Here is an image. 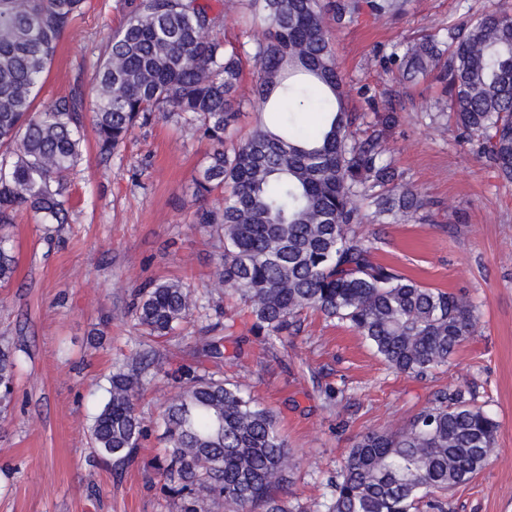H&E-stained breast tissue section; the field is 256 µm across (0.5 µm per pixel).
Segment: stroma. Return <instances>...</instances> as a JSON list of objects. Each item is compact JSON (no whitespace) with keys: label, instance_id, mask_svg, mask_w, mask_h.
I'll return each instance as SVG.
<instances>
[{"label":"stroma","instance_id":"1","mask_svg":"<svg viewBox=\"0 0 512 512\" xmlns=\"http://www.w3.org/2000/svg\"><path fill=\"white\" fill-rule=\"evenodd\" d=\"M491 7L512 14V0H402L396 12L365 11L330 30L349 111L363 115L368 131L377 115L395 116L392 162L427 201L425 218L368 222L361 233L378 262L476 307L475 333L450 365L423 378L394 372L348 324L312 311L300 335L265 343L249 309L216 292L222 245L193 221V177L209 143L162 116L106 160L89 129L65 191L69 223L48 233L23 213L8 229L17 270L0 288V342L16 348L19 368L14 409L0 420V512H176L152 467L164 448L160 431L120 472L91 462L89 439L102 386L141 341L129 311L134 292L172 280L209 307L182 337L155 344L152 382L137 401L146 420L177 390L168 372L192 363L222 321L225 378L274 414L294 455L291 501H325L359 435L400 427L437 392L462 387L500 428L488 465L448 491L447 510L512 512V183L461 143L454 122L433 123L441 84L402 82L392 62L407 43L447 34ZM123 21L117 0H87L59 43L38 109L77 87L94 97L97 61Z\"/></svg>","mask_w":512,"mask_h":512}]
</instances>
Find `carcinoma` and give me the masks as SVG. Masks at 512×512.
Instances as JSON below:
<instances>
[{"label":"carcinoma","instance_id":"cac0c4a2","mask_svg":"<svg viewBox=\"0 0 512 512\" xmlns=\"http://www.w3.org/2000/svg\"><path fill=\"white\" fill-rule=\"evenodd\" d=\"M250 24L245 39L213 33L208 0H121L125 21L96 71L92 121L100 155L118 153L137 126L173 114L211 145L193 178L201 205L194 223L224 242L219 288L250 309L267 342L301 331L308 310L349 324L392 370L425 376L449 363L474 334L470 300L421 285L374 261L372 240L356 227L373 217H413L422 198L398 183L387 155L393 116L381 115L362 139L345 106L344 78L328 25L354 21L362 0H234ZM85 0H0V228L29 211L44 224L66 223L65 180L82 153L86 98L79 88L43 111L35 102L64 32ZM443 54L428 35L398 56L403 80L430 74ZM257 72L252 107L280 103V126L258 123L226 146L237 120L236 92L246 64ZM439 79L448 109L478 155L512 181V15L491 10L451 35ZM317 112L301 126L295 116ZM223 202L208 205L215 191ZM16 272L10 238L0 235V287ZM180 282L138 290L132 314L147 335L175 332L204 310ZM137 350L113 372L90 425L93 458L130 467L152 427L166 453L156 470L179 512H306L288 500L290 450L266 407L221 371L224 337L205 342L202 360L178 370L179 390L157 421L137 411L150 383L149 354ZM19 358L0 343V416L8 415ZM499 424L456 389L396 431L359 436L318 504L324 512H419L422 499L444 512L441 496L472 481L497 447Z\"/></svg>","mask_w":512,"mask_h":512}]
</instances>
